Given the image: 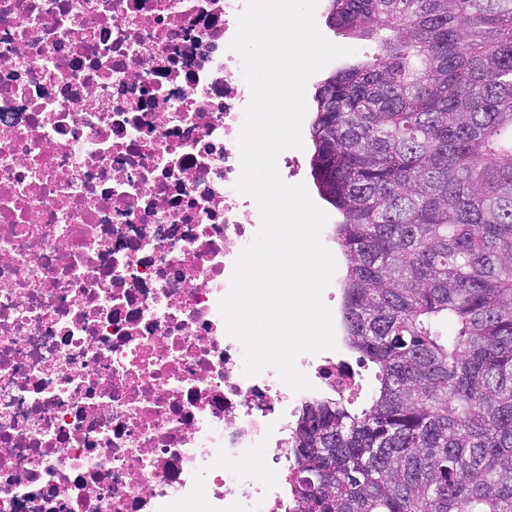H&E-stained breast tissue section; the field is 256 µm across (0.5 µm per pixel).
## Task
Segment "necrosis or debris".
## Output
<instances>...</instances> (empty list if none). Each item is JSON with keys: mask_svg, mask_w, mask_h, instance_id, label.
Listing matches in <instances>:
<instances>
[{"mask_svg": "<svg viewBox=\"0 0 512 512\" xmlns=\"http://www.w3.org/2000/svg\"><path fill=\"white\" fill-rule=\"evenodd\" d=\"M245 0H0V512H279L294 399L219 304ZM298 369L348 398L338 352Z\"/></svg>", "mask_w": 512, "mask_h": 512, "instance_id": "necrosis-or-debris-1", "label": "necrosis or debris"}]
</instances>
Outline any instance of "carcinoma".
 Masks as SVG:
<instances>
[{
  "mask_svg": "<svg viewBox=\"0 0 512 512\" xmlns=\"http://www.w3.org/2000/svg\"><path fill=\"white\" fill-rule=\"evenodd\" d=\"M377 52L314 95L361 412L310 399L285 512H512V0H328ZM343 349L346 352L348 360L355 366L360 374L359 383L362 388L359 398L349 402L353 403V408L361 409L366 406L371 390L376 385L375 376L378 372V367L368 360L363 362L358 361L359 354L348 351L344 345Z\"/></svg>",
  "mask_w": 512,
  "mask_h": 512,
  "instance_id": "obj_1",
  "label": "carcinoma"
}]
</instances>
